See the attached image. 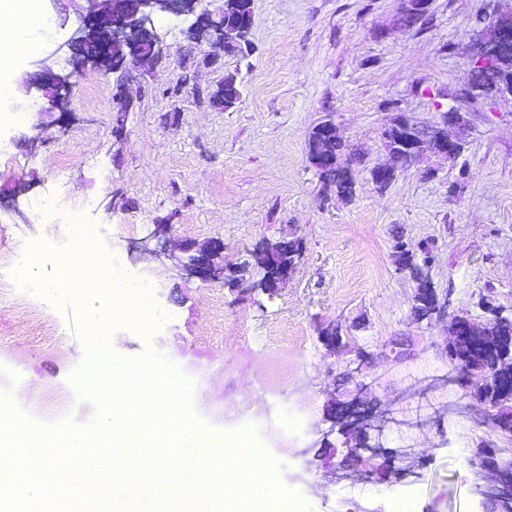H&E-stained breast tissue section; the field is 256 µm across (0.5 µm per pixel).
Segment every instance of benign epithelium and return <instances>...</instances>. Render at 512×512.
Here are the masks:
<instances>
[{"label": "benign epithelium", "mask_w": 512, "mask_h": 512, "mask_svg": "<svg viewBox=\"0 0 512 512\" xmlns=\"http://www.w3.org/2000/svg\"><path fill=\"white\" fill-rule=\"evenodd\" d=\"M85 15L72 34L69 46L80 63H90L106 73H116L123 69L127 58H154L161 51V39L155 20L167 15H183L197 11L202 0H83ZM431 0H401L400 24L412 28L429 14ZM200 41L214 49L224 48L226 31L224 23L201 12L197 25L192 28ZM472 54L468 72L475 75L485 71L497 74L498 81L491 93L475 79H465L461 93L466 106H481L493 101H512V16L485 15L474 29ZM34 84L44 88L50 107L64 105L71 95L72 85L66 77H60L49 70H42L32 77ZM463 108L452 107L439 113V121L434 124H416L402 114L395 117L401 130L397 138V148L389 151L391 163L376 166L371 171L372 181L380 188L389 185L396 166L404 160L417 158L421 148L429 144L434 152L445 159L462 151V139L448 135L447 128L463 122ZM313 131L318 134V157L312 160L314 167L326 172L336 166V156L331 145L336 142L337 125L333 118L319 121ZM188 254L182 270L187 278L202 282L224 278V243L213 239L197 245H179ZM425 310L415 313L419 320L433 321L447 315V304L442 301L436 289H428ZM450 340L446 344L448 358L464 367V374L473 384L482 386L497 383L512 384L509 374L512 370L499 371L496 378H485L481 368L473 363L465 364L474 347L489 340L475 332L473 320L467 316L455 315L448 328ZM334 419L342 427L366 426V416L355 407H341L334 413ZM475 483L474 489L487 504L485 512H512V463L503 465L497 452L482 448L470 460Z\"/></svg>", "instance_id": "7a95c632"}]
</instances>
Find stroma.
Returning <instances> with one entry per match:
<instances>
[{"mask_svg": "<svg viewBox=\"0 0 512 512\" xmlns=\"http://www.w3.org/2000/svg\"><path fill=\"white\" fill-rule=\"evenodd\" d=\"M399 0H252L251 49L211 56L189 36L195 15L157 20L164 53L128 64L123 82L76 66L64 44L79 24L74 0H42L53 28L7 79L40 69L70 78L65 110L35 89L0 99L18 123L0 125V266L37 241L58 250L71 225L39 222L45 201L78 210L102 253L131 286L146 285L160 316L149 334L117 325L112 351L154 348L193 383L192 411L215 439L256 428L279 480L311 512H389L411 493L413 512H483L469 461L481 445L512 460V432L445 353L447 321H417L415 284L395 245L430 251L428 277L449 314L483 318L482 299L512 317V103L466 115L463 152L423 151L383 190L382 132L395 112L431 121L456 103L484 13L512 0H433L428 21L404 28ZM236 73L242 96L220 90ZM333 116L363 156L356 193H330L306 154L311 128ZM198 243L220 238L224 263L249 260L263 242L302 241L276 293L264 273L245 294L224 281L185 278L186 257L161 251L155 225ZM0 279V396L41 427L68 418L90 432L95 408L70 382L82 364V305L39 293L18 302ZM341 340L327 345V327ZM371 414L368 451L351 456L329 411Z\"/></svg>", "mask_w": 512, "mask_h": 512, "instance_id": "35a3bbf8", "label": "stroma"}]
</instances>
